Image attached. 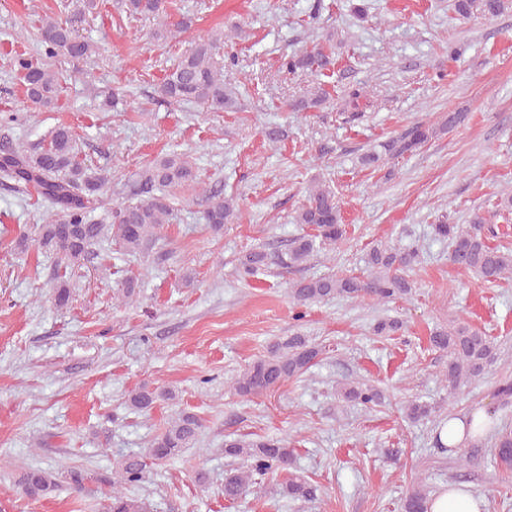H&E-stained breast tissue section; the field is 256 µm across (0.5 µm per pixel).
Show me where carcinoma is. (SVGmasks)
Listing matches in <instances>:
<instances>
[{
  "instance_id": "obj_1",
  "label": "carcinoma",
  "mask_w": 512,
  "mask_h": 512,
  "mask_svg": "<svg viewBox=\"0 0 512 512\" xmlns=\"http://www.w3.org/2000/svg\"><path fill=\"white\" fill-rule=\"evenodd\" d=\"M131 15L153 17L168 24L170 15L166 0H126ZM508 0H453L454 12L468 18L473 13L498 16L508 9ZM217 37L201 40L181 55L158 86L160 96L173 103H198L213 112H220L233 103L224 91V69L218 67L224 39ZM41 43L51 57L68 55L83 58L92 53L91 45L80 39L69 21L48 19L41 27ZM281 68L290 73L306 70H326L334 64L332 47L315 45L301 53L280 58ZM15 66L22 74L28 99L36 104H51L59 86V77L32 61L18 57ZM366 98L364 88L358 86L347 91L344 99L350 109L348 119L361 117L360 110ZM329 101V92L316 87L307 95L293 101L296 111L309 112ZM467 118L464 112H451L448 118L435 127L417 122L401 135L381 144V151H369L361 157V164L377 167L384 157L395 158L412 153L440 131H449ZM0 177L14 183L15 188H34L47 203L48 217L40 225L38 242L54 251L68 269L94 253L96 244L104 237L105 229H112V239L128 254L143 252L152 240V230L165 223L171 215L169 198L162 194L148 200L128 203L112 209L109 225L97 224L89 218L90 198L100 194L106 177L88 173L76 160L75 138L68 126L57 127L47 147L34 153L20 150L6 151L0 155ZM199 180L194 165L187 156L175 151L155 160L140 173L137 191L153 187L160 190L187 186ZM208 202L204 220L214 232L238 218L233 199L224 196V189L211 186L205 189ZM297 223L315 230L292 241L285 253H267L253 250L240 260L239 273L251 277L272 264L286 267L306 262L316 246L335 247L346 234L339 202L331 187L316 182L309 188L306 203L297 215ZM486 220L479 214L468 224L442 223L435 225V233L448 239V259L464 273H474L483 281L494 284L512 276V250L492 246L487 242ZM418 250L380 244L368 254V274L357 276H323L302 279L290 288L291 298L302 305L336 296L350 299L369 296L379 301L403 298L411 293L408 272L418 261ZM431 344L446 353L448 364L445 379L453 384L461 378L480 379L497 359V347L484 332L466 325H450L433 331ZM320 355V349L306 337L293 335L273 343L268 355L251 363L232 380V387L242 397L261 395L274 390L282 382L305 374ZM347 400H354L366 407L381 403V395L370 385L351 386L343 393ZM173 400L172 391H160L147 385L140 386L129 395L127 406L135 412H148L161 400ZM202 427L200 419L189 412H181L170 425L151 443L143 455H129L116 465L112 477V495L107 512H143L142 503L126 496L130 486L145 481L148 461H159L180 455L193 446ZM295 449L288 440L281 438L246 441L240 438L224 439V456L246 461V469L232 470L224 475V500L234 502L243 494L255 475H266L286 469L292 462ZM497 465L512 471V427L498 433L493 448ZM84 476L76 470L62 471L52 468H28L19 473L17 484L31 498H45L67 484L82 488ZM284 495L306 500L312 495L311 485L299 476H291L282 485Z\"/></svg>"
}]
</instances>
